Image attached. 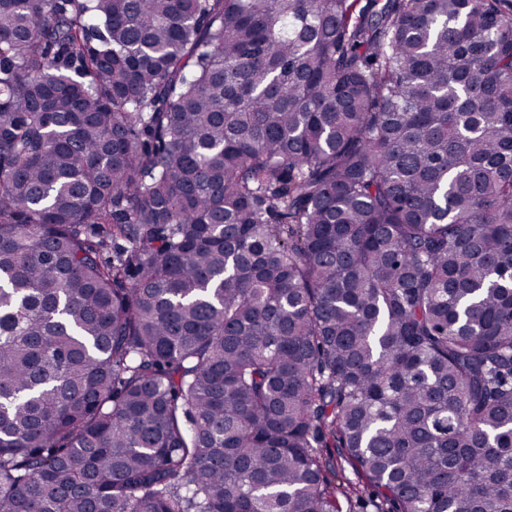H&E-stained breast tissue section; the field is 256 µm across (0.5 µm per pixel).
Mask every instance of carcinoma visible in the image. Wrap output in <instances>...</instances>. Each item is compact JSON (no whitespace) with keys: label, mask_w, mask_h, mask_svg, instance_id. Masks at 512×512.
<instances>
[{"label":"carcinoma","mask_w":512,"mask_h":512,"mask_svg":"<svg viewBox=\"0 0 512 512\" xmlns=\"http://www.w3.org/2000/svg\"><path fill=\"white\" fill-rule=\"evenodd\" d=\"M512 512V0H0V512ZM331 479L336 486V494L340 500L342 510L344 512H374L372 507H368L366 509V504L355 501V498H353L351 501H347V499L339 493V490L346 486L347 483H357L360 480L358 475L347 463L342 462L339 468L336 467V474L335 476L332 475Z\"/></svg>","instance_id":"obj_1"}]
</instances>
